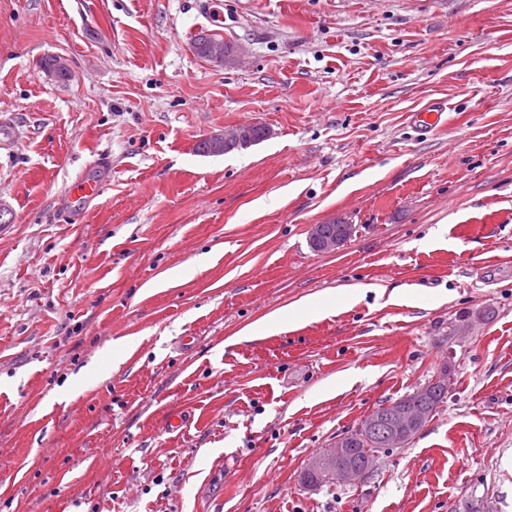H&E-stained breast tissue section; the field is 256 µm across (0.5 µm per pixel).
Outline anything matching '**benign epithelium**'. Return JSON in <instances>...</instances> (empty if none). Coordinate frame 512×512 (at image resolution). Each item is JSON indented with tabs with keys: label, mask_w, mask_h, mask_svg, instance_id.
<instances>
[{
	"label": "benign epithelium",
	"mask_w": 512,
	"mask_h": 512,
	"mask_svg": "<svg viewBox=\"0 0 512 512\" xmlns=\"http://www.w3.org/2000/svg\"><path fill=\"white\" fill-rule=\"evenodd\" d=\"M210 55L216 63L232 66L239 62L240 49L236 44L213 41L210 43ZM212 140L219 149L230 151L248 140V129L242 127L232 133L217 134L212 136ZM341 229L340 236L326 238L322 236L321 225L313 224L308 231L309 242L317 252L333 253L347 245L355 233V225L344 219L341 220ZM450 380V371L443 369L412 394L387 403L383 410L363 419L355 430L337 438L330 447L307 461L304 476L312 474L318 479L307 480L305 484L313 488L329 480L356 482L364 478L375 468L381 449L402 447L430 422L435 409L423 403L422 399L446 393ZM356 439L363 442L364 448L362 460L353 464L348 458Z\"/></svg>",
	"instance_id": "1"
}]
</instances>
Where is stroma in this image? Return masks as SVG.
Segmentation results:
<instances>
[{
  "instance_id": "stroma-1",
  "label": "stroma",
  "mask_w": 512,
  "mask_h": 512,
  "mask_svg": "<svg viewBox=\"0 0 512 512\" xmlns=\"http://www.w3.org/2000/svg\"><path fill=\"white\" fill-rule=\"evenodd\" d=\"M0 126V512H512V0H0ZM446 365L404 447L303 484ZM227 41H213L210 43V55L220 65L232 66L240 59V49L236 44L227 45ZM336 221H341V229L342 234L338 237L326 238L322 236L321 226L323 231L328 235H337L339 233L340 224L336 223ZM330 222H335L332 224H313L310 226L308 234H309V242L311 243V248L316 252L320 253H333L337 250L343 248L347 243L353 238L355 233V225L349 224L345 219L333 218Z\"/></svg>"
}]
</instances>
